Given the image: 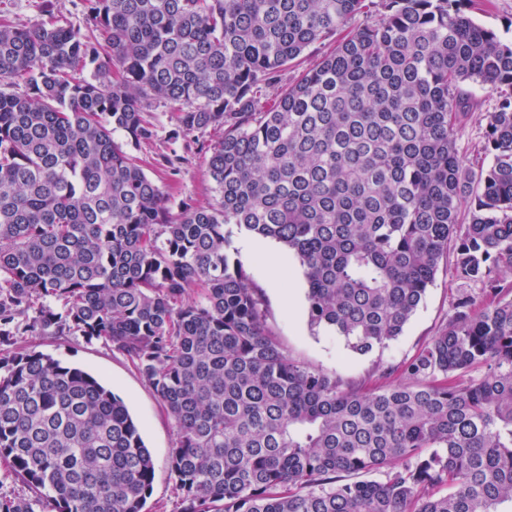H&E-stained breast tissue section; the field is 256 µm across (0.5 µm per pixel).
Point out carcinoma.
<instances>
[{
	"label": "carcinoma",
	"mask_w": 512,
	"mask_h": 512,
	"mask_svg": "<svg viewBox=\"0 0 512 512\" xmlns=\"http://www.w3.org/2000/svg\"><path fill=\"white\" fill-rule=\"evenodd\" d=\"M465 4L81 0L89 35L50 10L0 20V82L24 85L0 90V458L30 492L0 512H144L152 493L125 402L37 337L131 361L173 421L179 512H512V42ZM471 85L497 100L489 163L465 167ZM149 99L175 139L224 128L216 203L173 214L112 138L153 137ZM236 233L286 248L311 330L359 355L402 335L450 256L484 302L462 291L366 391L288 357Z\"/></svg>",
	"instance_id": "1"
}]
</instances>
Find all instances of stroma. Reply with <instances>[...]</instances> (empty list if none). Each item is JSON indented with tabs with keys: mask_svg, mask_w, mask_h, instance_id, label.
<instances>
[{
	"mask_svg": "<svg viewBox=\"0 0 512 512\" xmlns=\"http://www.w3.org/2000/svg\"><path fill=\"white\" fill-rule=\"evenodd\" d=\"M48 7L69 25L83 26L80 0H0V18L32 27L44 20V10ZM467 11L478 23L512 41V0H470ZM472 100L473 110L457 140L459 156L467 166L483 159L481 132L496 95L476 87L472 90ZM145 117L154 136L142 142L133 154L145 172L162 187L171 211H178L184 201L199 205L213 202L214 184L208 174L209 148L223 137V129H207L199 142L189 145L181 140H170L169 134L177 126V114L170 108L151 105ZM173 153L183 158L175 170L164 161L165 156ZM244 243V238L236 239L235 257L261 288L267 323L289 356L344 381L369 388L380 385L384 371L401 366L436 334L447 321L462 288L449 266H439L433 285L427 289L403 334L386 348L359 355L352 352L341 337L326 332L312 334L308 323L307 285L296 259L288 257L283 247L271 239L264 240L262 249L255 252L246 250ZM286 284L294 293V301L289 305L284 304L281 297ZM39 348L64 364L90 372L124 400L155 463L152 494L145 510L178 512L175 481L167 465L174 439L173 423L132 363L99 342L43 340Z\"/></svg>",
	"mask_w": 512,
	"mask_h": 512,
	"instance_id": "obj_1",
	"label": "stroma"
}]
</instances>
